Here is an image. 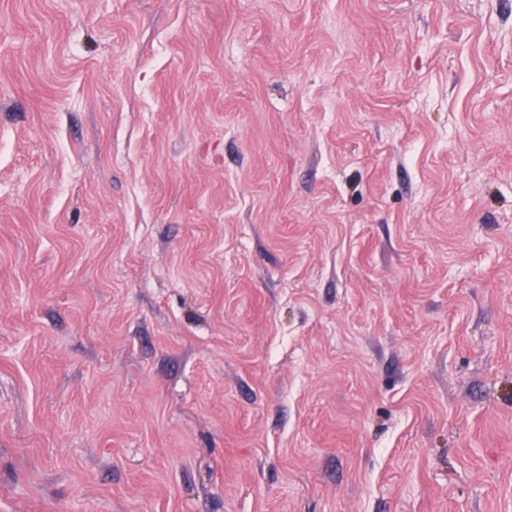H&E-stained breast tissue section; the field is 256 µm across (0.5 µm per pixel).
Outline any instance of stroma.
<instances>
[{
    "mask_svg": "<svg viewBox=\"0 0 512 512\" xmlns=\"http://www.w3.org/2000/svg\"><path fill=\"white\" fill-rule=\"evenodd\" d=\"M0 512H512V0H0Z\"/></svg>",
    "mask_w": 512,
    "mask_h": 512,
    "instance_id": "35a3bbf8",
    "label": "stroma"
}]
</instances>
